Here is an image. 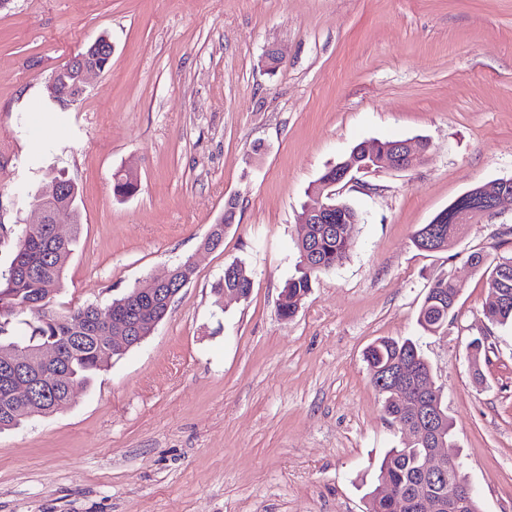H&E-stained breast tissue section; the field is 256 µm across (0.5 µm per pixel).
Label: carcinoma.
<instances>
[{
  "label": "carcinoma",
  "mask_w": 512,
  "mask_h": 512,
  "mask_svg": "<svg viewBox=\"0 0 512 512\" xmlns=\"http://www.w3.org/2000/svg\"><path fill=\"white\" fill-rule=\"evenodd\" d=\"M336 181V167L328 168L309 192V202L302 208L307 212L328 202L325 184ZM332 224H302L301 239L297 242L298 253H307L310 263L302 265L301 275L288 280L284 291L288 293L290 310L281 311L283 319L295 315L293 307L311 292L313 280L318 274L335 268L345 258L352 245L351 229L356 221V210L347 203H336ZM430 225H422L414 233L417 248L428 251H446L454 243L449 233L450 225L437 224L438 233L430 238ZM77 235L62 240L51 234L50 225L26 228L17 237L9 267L0 272V346L21 344L36 353L48 345L64 349L67 385L56 383L49 369L35 362L29 368L34 378L48 389L43 400L21 403L14 400L0 387V431L10 430L29 419L34 412L54 414L68 407L77 388L88 384L97 372L104 369L103 343L109 333H96L88 328L89 307H74L58 312L53 309V298L60 286L64 267L73 251ZM488 254L471 251L466 261L477 267L485 277L486 288L495 289L509 298L506 305L484 309V316L494 326L512 327V255L484 261ZM253 285L251 272L241 261L224 267V278L214 288L215 295L235 290L246 299ZM455 288L449 273L443 272L431 281L425 299L418 311V325L427 333L436 334L448 325L452 314ZM27 327L23 340L17 339V328ZM370 380L383 396V413L395 422L402 410L390 385H379V376L396 368H403L417 375L431 376L432 370L419 346L410 338H380L373 342L364 354ZM428 401L443 412L440 423L444 444L455 445L453 423L445 413L441 393L431 392ZM427 444L408 439L401 448L390 449L383 458L377 484L368 492V512H401L396 496H407L421 480V464ZM468 479L462 464L456 463L447 472L446 479L433 488L437 495L448 493L450 487H467Z\"/></svg>",
  "instance_id": "1"
}]
</instances>
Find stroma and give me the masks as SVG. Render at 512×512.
Wrapping results in <instances>:
<instances>
[{"label": "stroma", "mask_w": 512, "mask_h": 512, "mask_svg": "<svg viewBox=\"0 0 512 512\" xmlns=\"http://www.w3.org/2000/svg\"><path fill=\"white\" fill-rule=\"evenodd\" d=\"M101 34L110 69L53 111L49 75ZM419 138L412 169L343 187L353 247L282 319L308 189L361 141ZM122 168L138 179L124 198ZM59 172L81 224L56 309L108 311L189 258L195 274L69 407L0 432V512H367L379 462L408 437L363 359L384 336L430 363L482 512H512V329L484 321L485 280L464 259L512 253V203L466 225L457 258L413 243L466 191L512 178V0H9L1 267L40 219L29 193ZM230 202L223 247L202 250ZM236 260L251 295L216 305ZM444 271L458 303L427 334L417 312Z\"/></svg>", "instance_id": "1"}]
</instances>
